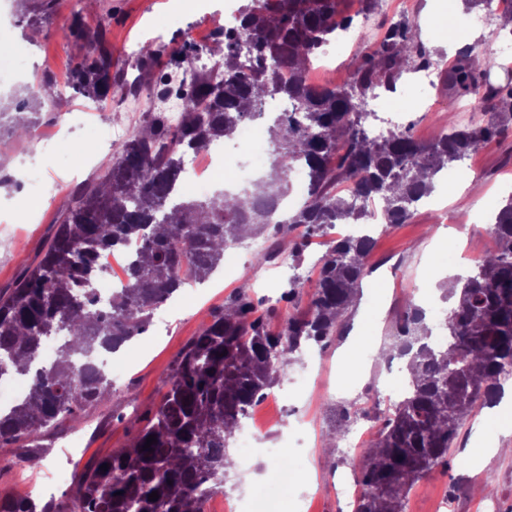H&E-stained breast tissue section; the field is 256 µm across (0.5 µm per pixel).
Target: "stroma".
I'll use <instances>...</instances> for the list:
<instances>
[{"mask_svg": "<svg viewBox=\"0 0 512 512\" xmlns=\"http://www.w3.org/2000/svg\"><path fill=\"white\" fill-rule=\"evenodd\" d=\"M225 4L226 0H8L13 22L10 37L31 43L34 51L51 61L49 68L34 71V79L49 77L67 88L59 101L26 105L33 131L45 137L61 131L77 150L86 151L93 164L75 176L65 155L42 154L43 174L57 188L51 197L40 200L36 210H28L18 203L23 191L11 174L32 147L33 138L17 137L9 126L0 127V289L11 286L24 268L36 263L69 204L74 181L94 179L115 155V148L103 142V134L117 124L139 129L152 111L145 98L134 109L126 103L123 84L136 74L130 64L131 46L149 43L157 49L149 78L158 80L174 72L178 53L189 43L219 39ZM340 9L353 19L351 39L337 46L335 63L315 66L313 79L318 83L349 82L361 55L369 51L371 38L379 36L391 19L379 9L361 12L358 0H342ZM455 10V0H417L413 17L433 53L435 71L444 72L453 64L449 44L465 45L481 38L492 61L491 82L505 81L506 72L498 65L499 50L512 43V37L497 35L492 22L449 36L446 26L434 25L433 19ZM77 19L90 29H106L112 57L122 63L112 76L111 91L99 103L68 88L70 71L77 62L69 29ZM381 109L407 114L414 137L425 142L448 122L462 125L471 117L467 103L442 83L429 86L409 73L398 82L396 92L385 94ZM92 131L100 134V142H88ZM511 195L512 122L499 138L472 153L470 171L457 172L450 181L438 179L434 193L405 223L380 230L369 255L376 270L357 294L339 333L325 346L298 353L288 367L289 374L307 364L311 376L289 386L284 399L267 404L271 419L293 424L306 417L318 427L313 447L299 451L303 468L288 491L290 512L302 507L307 512H340L338 477L344 473L351 482H359L362 456L345 454L340 447L327 456L321 454L320 445L339 426L340 409L378 413L386 409L394 379L390 366L398 360L387 348L407 304L423 307L428 326L437 328L443 306L439 272L456 270L465 276L472 272L476 261L491 249L492 212ZM448 215L453 216V223H445ZM292 265L288 258L277 267L247 264L228 281L218 270L210 280L196 285L190 303L170 299L164 321L149 322L145 332L130 342L131 361L121 387L112 389L95 408L76 412L48 439L39 455V474L65 467L76 471L112 449L128 447L160 405L167 391V374L179 352L210 322L212 313L223 307L225 298L239 291L255 299L280 297L289 288ZM348 356L358 362L359 369L346 381L337 361ZM478 447L484 448V455L472 456V449ZM444 502L450 512H487L492 503L498 512H512V434L502 432L501 420L492 415L489 405H476L463 419L447 463L435 466L415 483L405 499L404 512H438Z\"/></svg>", "mask_w": 512, "mask_h": 512, "instance_id": "stroma-1", "label": "stroma"}]
</instances>
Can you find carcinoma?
I'll return each instance as SVG.
<instances>
[{
  "label": "carcinoma",
  "mask_w": 512,
  "mask_h": 512,
  "mask_svg": "<svg viewBox=\"0 0 512 512\" xmlns=\"http://www.w3.org/2000/svg\"><path fill=\"white\" fill-rule=\"evenodd\" d=\"M351 25L337 0H245L238 25L224 30V63L193 78L181 124L172 128L163 113H150L97 180L74 193L38 262L13 287L0 289V379L32 381L24 400L0 410L1 445L28 442L33 453V444L66 417L99 405L111 382L91 363L95 354L140 335L155 308L221 266L226 248L270 229L295 230L289 256L298 264L311 238L374 218L368 201L383 226L403 224L432 194L442 170L512 121V78L491 83L475 43L462 49L443 83L475 98L488 119L450 125L429 142L407 129L371 136L368 99L394 89L405 73L430 68L431 54L417 23L402 18L374 41L348 84L308 83L305 72L320 48ZM70 36L94 44L93 53L79 57L70 85L101 101L112 86L105 32L74 27ZM26 89L41 104L54 98L48 81ZM276 96L291 111L271 128L278 162L270 178L204 202L174 196L186 153L263 118L266 99ZM294 161L306 169L307 197L288 211L280 202L290 193ZM491 233L497 248L456 278V288L442 289L441 301L456 298L443 321L447 349L433 348L425 310L408 304L393 349L406 359L411 379L364 449L354 512H403L410 487L448 457L478 399L490 404L501 394V377L512 370V197L497 211ZM372 244L369 236L330 240L318 259L309 313L288 316L277 332L258 314L262 301L244 293L226 299L168 374L150 425L133 445L78 474L72 503L0 496V512H201L204 490L224 487L225 449L246 410L280 384L304 345H324L336 334L369 272ZM110 249L130 250L129 283L102 312L89 285L101 273L99 254ZM49 336L64 337V345L50 365L39 366V347ZM151 435L156 443L147 450ZM154 491L159 498L148 500Z\"/></svg>",
  "instance_id": "cac0c4a2"
}]
</instances>
